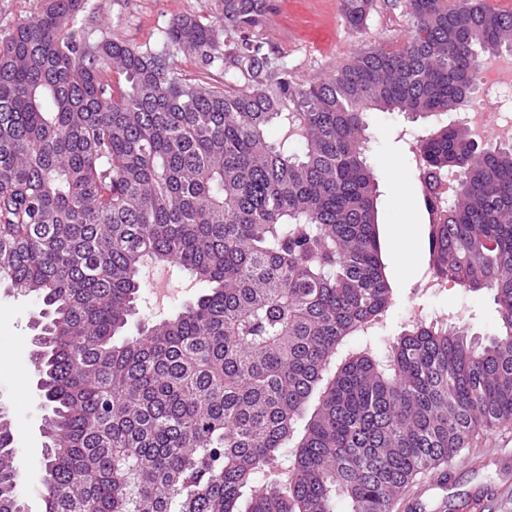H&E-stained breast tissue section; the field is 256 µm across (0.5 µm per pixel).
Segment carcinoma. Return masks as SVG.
Masks as SVG:
<instances>
[{"instance_id":"obj_1","label":"carcinoma","mask_w":512,"mask_h":512,"mask_svg":"<svg viewBox=\"0 0 512 512\" xmlns=\"http://www.w3.org/2000/svg\"><path fill=\"white\" fill-rule=\"evenodd\" d=\"M84 5L46 0L0 33V285L45 305V512H390L512 424V143L480 151L456 121L416 140L429 264L494 292L495 337L419 321L380 354L350 345L393 300L366 115L470 106L512 12L405 0L404 46L305 84L248 36L265 0L176 15L145 48L77 40ZM371 5L344 0L345 22ZM178 53L201 75H176ZM148 262L206 293L130 338ZM14 459L1 409L0 512H25Z\"/></svg>"}]
</instances>
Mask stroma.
Segmentation results:
<instances>
[{"label":"stroma","mask_w":512,"mask_h":512,"mask_svg":"<svg viewBox=\"0 0 512 512\" xmlns=\"http://www.w3.org/2000/svg\"><path fill=\"white\" fill-rule=\"evenodd\" d=\"M219 0H86L72 29L98 39L111 36L132 46L154 45L176 14L215 18ZM410 20L404 0H373L363 29L355 30L343 18L342 0H266V14L253 38L264 42L277 66L298 81L312 83L374 48L395 50L409 38ZM370 161L378 184V230L386 274L394 291L382 329L372 345L393 339L409 321L410 312L425 318L455 319L464 313L470 338L487 342L497 330L494 293L451 288L441 293L423 291L420 281L429 270L428 217L410 159L417 139L436 126V118H416L399 112L373 111L367 116ZM413 231L410 257L395 252L394 231ZM178 291L168 283L157 296L143 283L137 307L141 320L156 322L173 316L201 293ZM43 309L32 294L0 288V407L12 424L15 466L20 474L17 494L26 512H44L40 431L45 409L36 388L30 360L34 320ZM446 500L457 512H512V425L477 431L469 454L461 457L448 477Z\"/></svg>","instance_id":"35a3bbf8"}]
</instances>
